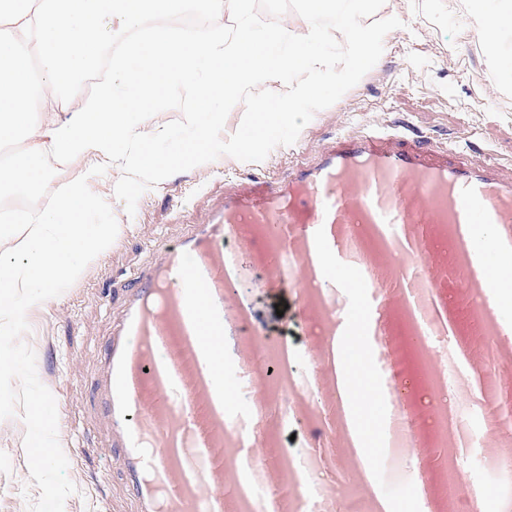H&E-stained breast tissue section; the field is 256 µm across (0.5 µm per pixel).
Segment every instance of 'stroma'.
<instances>
[{
	"instance_id": "obj_1",
	"label": "stroma",
	"mask_w": 512,
	"mask_h": 512,
	"mask_svg": "<svg viewBox=\"0 0 512 512\" xmlns=\"http://www.w3.org/2000/svg\"><path fill=\"white\" fill-rule=\"evenodd\" d=\"M469 13L470 0H386L378 18L396 16L404 25L385 36L378 63L336 103L316 112L294 144L276 147L261 162L220 157L181 172L147 189L132 215L112 195L121 167L109 166L98 177L93 192L108 201L118 223L129 230L63 294L28 312L29 330L22 337L36 355L39 380L59 407V443L78 451L68 463L76 491L66 499L64 512H134L126 480L109 459V428L98 399L105 344L137 273L193 225L205 222L233 180L285 177L339 136L400 122L456 147L464 157L496 167L503 177L512 176V33L481 40ZM280 323L288 330L294 375L302 392L311 394L306 327L291 312ZM235 342L232 336L224 339L230 419L246 418L256 425L264 396L259 387L238 378ZM458 345L455 335L432 341L458 388H468L474 379L491 381L494 365L481 360L465 364ZM24 434L21 415L0 420V512H29L40 495L30 480ZM467 437V447L455 457L456 469L465 482L481 487L484 501L495 502L499 477L480 463V418H470ZM415 470L412 457L394 468L388 454H379L374 461L378 492L394 502L405 500Z\"/></svg>"
}]
</instances>
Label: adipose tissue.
<instances>
[{"label":"adipose tissue","mask_w":512,"mask_h":512,"mask_svg":"<svg viewBox=\"0 0 512 512\" xmlns=\"http://www.w3.org/2000/svg\"><path fill=\"white\" fill-rule=\"evenodd\" d=\"M367 314V308H360L354 320L341 324V335L336 339V368L357 455L363 469L369 473L385 438L386 416L381 405L386 385L367 369L373 353L353 334L356 322L364 320Z\"/></svg>","instance_id":"adipose-tissue-1"}]
</instances>
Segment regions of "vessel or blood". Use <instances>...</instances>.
<instances>
[{
	"label": "vessel or blood",
	"instance_id": "vessel-or-blood-1",
	"mask_svg": "<svg viewBox=\"0 0 512 512\" xmlns=\"http://www.w3.org/2000/svg\"><path fill=\"white\" fill-rule=\"evenodd\" d=\"M363 224H397L401 232L369 247L355 232ZM465 224L474 239L462 234ZM440 225L446 238L433 234ZM486 234L495 252L512 254V178L397 130L340 136L287 179L256 176L227 190L208 223L194 226L137 277L106 343L100 403L137 512H248L253 503L242 495L240 478L288 484L285 462L231 451L240 436L227 426L218 339L238 336V368L263 389L267 422L281 424L288 392L283 342L255 341L252 312L236 296L249 267L264 268L270 293L291 291L311 336L312 382L332 399L336 284L361 283L383 294L362 327L377 342L395 335V307L411 302L422 284L431 293L419 320L457 330L467 307L450 302L451 291L498 285L497 268L476 259L477 240ZM320 248L334 258L336 280L315 273ZM268 362L272 371L253 372ZM336 448L335 429L322 426L312 452L332 465ZM458 451L453 438L427 451L417 478L423 512H438L425 488L430 468L450 463Z\"/></svg>",
	"mask_w": 512,
	"mask_h": 512
}]
</instances>
